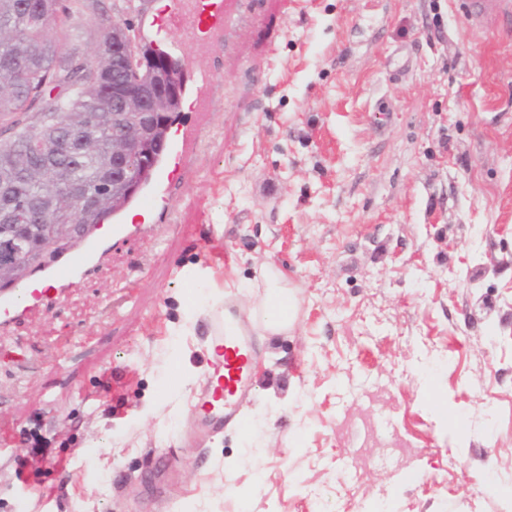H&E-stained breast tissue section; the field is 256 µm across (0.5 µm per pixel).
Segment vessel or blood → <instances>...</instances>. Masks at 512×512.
Segmentation results:
<instances>
[{
    "mask_svg": "<svg viewBox=\"0 0 512 512\" xmlns=\"http://www.w3.org/2000/svg\"><path fill=\"white\" fill-rule=\"evenodd\" d=\"M227 2L164 0L145 20L154 43L162 46L170 59L180 63L191 59L202 65L192 91L191 112L174 114L169 148L133 199L134 207L151 212V224L169 222L171 200L201 150L198 115L213 110L215 91L223 81L209 61L224 47ZM468 6L471 18L477 22L512 13V0H468ZM175 30L181 33V41H171L170 34ZM151 224L115 222L109 231L92 234L78 248L35 266L25 283L0 287V327L18 321L30 307L49 297H62L71 284L88 278L127 238L149 232ZM209 335L221 367L209 381L210 395L201 413L214 426L244 428L240 405L251 394L253 347L225 315L213 318Z\"/></svg>",
    "mask_w": 512,
    "mask_h": 512,
    "instance_id": "vessel-or-blood-1",
    "label": "vessel or blood"
}]
</instances>
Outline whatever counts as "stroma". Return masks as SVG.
<instances>
[{
    "mask_svg": "<svg viewBox=\"0 0 512 512\" xmlns=\"http://www.w3.org/2000/svg\"><path fill=\"white\" fill-rule=\"evenodd\" d=\"M95 0L65 49L94 62ZM171 229L0 331V512H505L512 16L461 0H241ZM256 331L253 436L208 430L216 295ZM47 438L32 455L29 430ZM263 285L266 292V305L264 307V316L267 312V322L264 329L269 334H279L288 330L295 319L296 299L291 289H288L287 282L282 274L274 267L268 266L263 271ZM288 307L292 309V316L288 321L282 322L279 312L280 308Z\"/></svg>",
    "mask_w": 512,
    "mask_h": 512,
    "instance_id": "stroma-1",
    "label": "stroma"
}]
</instances>
